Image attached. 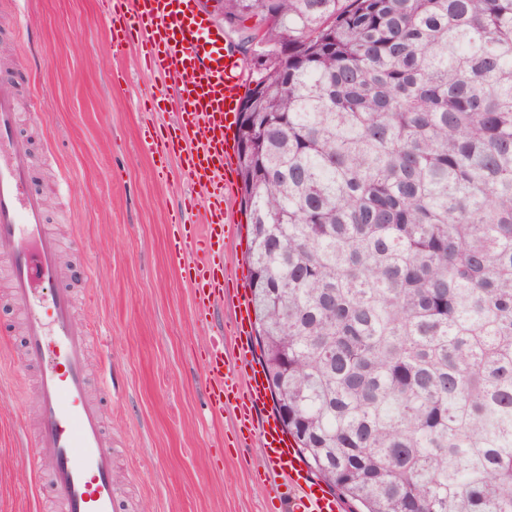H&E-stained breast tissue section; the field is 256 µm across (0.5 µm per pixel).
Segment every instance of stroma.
<instances>
[{"instance_id": "stroma-1", "label": "stroma", "mask_w": 512, "mask_h": 512, "mask_svg": "<svg viewBox=\"0 0 512 512\" xmlns=\"http://www.w3.org/2000/svg\"><path fill=\"white\" fill-rule=\"evenodd\" d=\"M136 47L115 48L100 0H30L16 14L0 0V83L13 86L23 121L14 141L31 163L50 234L62 244L60 287L78 300L77 326L105 328L111 349L87 356L90 397L112 445L119 512H282L275 479L258 480V443L238 447L232 410L210 416L201 357L231 332L233 309L194 315L193 290L169 246L170 217L204 187L162 176L145 144L147 121L173 123L143 103L160 81ZM236 229L224 241V275L247 258L245 208L224 198ZM0 343L22 362L25 334L0 279ZM122 377L112 394L101 381ZM39 401L30 372L0 377V512H49L46 475L25 462Z\"/></svg>"}]
</instances>
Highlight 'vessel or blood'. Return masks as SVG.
Here are the masks:
<instances>
[{"instance_id":"b4317fda","label":"vessel or blood","mask_w":512,"mask_h":512,"mask_svg":"<svg viewBox=\"0 0 512 512\" xmlns=\"http://www.w3.org/2000/svg\"><path fill=\"white\" fill-rule=\"evenodd\" d=\"M113 19L116 44H139L146 73L174 81L179 114L160 139L193 183L205 185L207 221L198 227L186 210L171 218L178 233L171 250L192 255L183 272L194 293V313L206 319L217 302L230 299L234 326L222 346L203 360L206 407L232 408L240 442L259 440L268 472L285 477L284 512H343L342 502L313 479L275 415L264 413L265 374L247 335L251 293L224 291L217 263L230 231L224 190L236 158V109L245 90L237 48L213 28L191 0H102ZM17 104L0 84V259L10 271L11 296L24 320L26 368L38 374L39 431L28 461L50 467L54 497L63 512H117L112 486V450L98 410L87 399L86 362L94 332L74 325L71 296L56 288L58 246L44 229L43 203L29 181L30 162L13 146Z\"/></svg>"}]
</instances>
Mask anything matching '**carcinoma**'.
Listing matches in <instances>:
<instances>
[{
	"mask_svg": "<svg viewBox=\"0 0 512 512\" xmlns=\"http://www.w3.org/2000/svg\"><path fill=\"white\" fill-rule=\"evenodd\" d=\"M261 364L349 512H512V0H224Z\"/></svg>",
	"mask_w": 512,
	"mask_h": 512,
	"instance_id": "cac0c4a2",
	"label": "carcinoma"
}]
</instances>
